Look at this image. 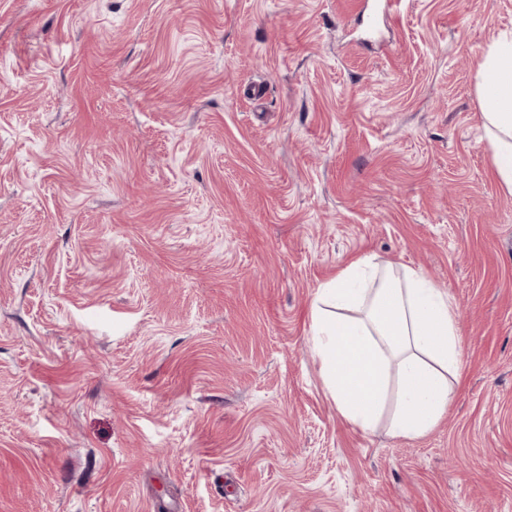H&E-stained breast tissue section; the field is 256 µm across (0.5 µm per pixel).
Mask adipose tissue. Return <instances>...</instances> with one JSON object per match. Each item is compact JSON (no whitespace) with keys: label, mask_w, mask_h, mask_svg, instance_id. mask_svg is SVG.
<instances>
[{"label":"adipose tissue","mask_w":512,"mask_h":512,"mask_svg":"<svg viewBox=\"0 0 512 512\" xmlns=\"http://www.w3.org/2000/svg\"><path fill=\"white\" fill-rule=\"evenodd\" d=\"M485 136L503 190L512 195V36L498 38L478 69ZM310 340L326 394L366 433L425 436L447 415L460 355L456 312L421 270L374 255L322 284Z\"/></svg>","instance_id":"adipose-tissue-1"}]
</instances>
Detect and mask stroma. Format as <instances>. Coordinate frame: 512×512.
I'll use <instances>...</instances> for the list:
<instances>
[{
	"mask_svg": "<svg viewBox=\"0 0 512 512\" xmlns=\"http://www.w3.org/2000/svg\"><path fill=\"white\" fill-rule=\"evenodd\" d=\"M0 0V512H512V0ZM447 292L445 418L327 396L316 288ZM477 93L497 179L512 195V36L498 38L485 54Z\"/></svg>",
	"mask_w": 512,
	"mask_h": 512,
	"instance_id": "1",
	"label": "stroma"
}]
</instances>
